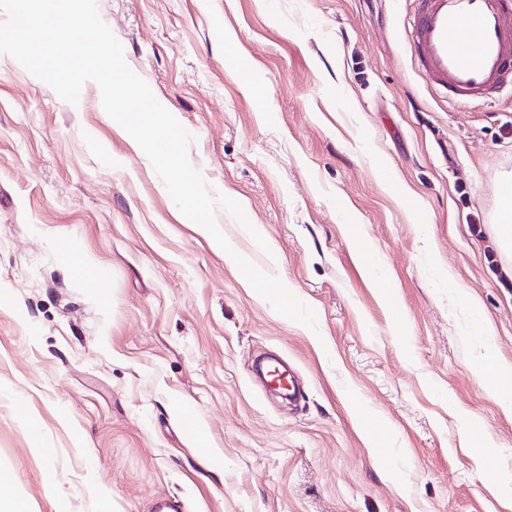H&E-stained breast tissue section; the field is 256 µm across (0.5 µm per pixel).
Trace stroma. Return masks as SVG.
<instances>
[{
  "mask_svg": "<svg viewBox=\"0 0 512 512\" xmlns=\"http://www.w3.org/2000/svg\"><path fill=\"white\" fill-rule=\"evenodd\" d=\"M96 3L209 190L275 252L221 211L230 244L317 327L225 264L96 83L72 105L0 54L12 497L27 512H150L162 495L183 512H512V415L478 367L488 350L512 365V256L493 229L512 93L449 105L413 55L414 0Z\"/></svg>",
  "mask_w": 512,
  "mask_h": 512,
  "instance_id": "obj_1",
  "label": "stroma"
}]
</instances>
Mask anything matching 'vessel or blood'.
Here are the masks:
<instances>
[{"label":"vessel or blood","mask_w":512,"mask_h":512,"mask_svg":"<svg viewBox=\"0 0 512 512\" xmlns=\"http://www.w3.org/2000/svg\"><path fill=\"white\" fill-rule=\"evenodd\" d=\"M409 26L428 80L449 101L482 97L512 78V0H416Z\"/></svg>","instance_id":"b4317fda"}]
</instances>
